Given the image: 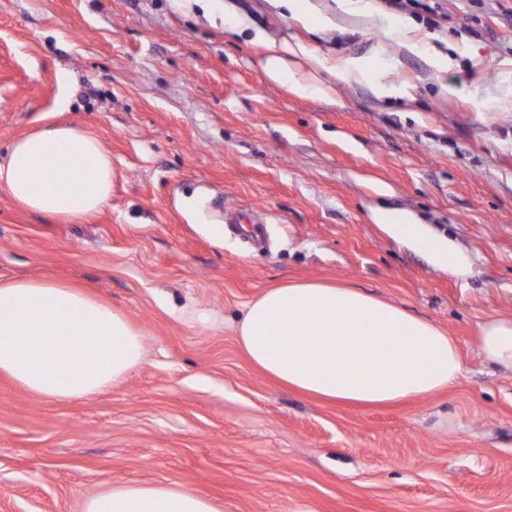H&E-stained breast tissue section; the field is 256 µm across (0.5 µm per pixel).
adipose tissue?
<instances>
[{
  "label": "adipose tissue",
  "instance_id": "adipose-tissue-1",
  "mask_svg": "<svg viewBox=\"0 0 512 512\" xmlns=\"http://www.w3.org/2000/svg\"><path fill=\"white\" fill-rule=\"evenodd\" d=\"M265 41L266 76L299 94L332 85L297 74L301 44ZM112 156L95 135L55 124L12 142L0 158V189L30 213L68 224L98 214L112 196ZM372 218L440 270L464 276L467 256L452 242L390 209ZM484 362L512 371V318L478 326ZM237 341L253 366L280 384L328 401L392 405L456 387L458 343L431 321L357 288L301 283L249 302ZM145 361L143 333L122 311L78 288L43 281L0 284V375L55 402L95 397L126 382ZM83 512H220L199 492L128 481L87 497Z\"/></svg>",
  "mask_w": 512,
  "mask_h": 512
}]
</instances>
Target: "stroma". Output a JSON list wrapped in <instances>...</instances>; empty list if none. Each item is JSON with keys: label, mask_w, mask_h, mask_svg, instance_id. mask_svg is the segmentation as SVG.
<instances>
[{"label": "stroma", "mask_w": 512, "mask_h": 512, "mask_svg": "<svg viewBox=\"0 0 512 512\" xmlns=\"http://www.w3.org/2000/svg\"><path fill=\"white\" fill-rule=\"evenodd\" d=\"M0 0V154L55 123L99 137L112 197L82 224L0 190V283L87 289L144 334L124 384L58 403L0 376V512H82L111 484L163 482L223 512H512V372L478 325L512 318V0H441L447 66L401 48L400 15L311 0ZM244 24L227 31L225 20ZM262 30L365 76L301 97L264 73ZM411 214L466 250L462 279L370 219ZM253 210L264 236L225 230ZM354 285L455 336L464 378L388 407L329 403L262 374L246 303Z\"/></svg>", "instance_id": "1"}]
</instances>
